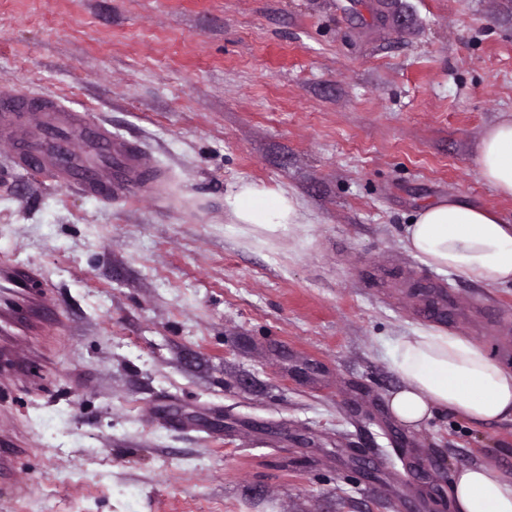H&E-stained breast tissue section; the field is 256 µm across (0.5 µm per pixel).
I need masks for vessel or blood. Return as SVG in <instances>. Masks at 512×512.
Here are the masks:
<instances>
[{
	"instance_id": "1",
	"label": "vessel or blood",
	"mask_w": 512,
	"mask_h": 512,
	"mask_svg": "<svg viewBox=\"0 0 512 512\" xmlns=\"http://www.w3.org/2000/svg\"><path fill=\"white\" fill-rule=\"evenodd\" d=\"M11 92L0 94V139L13 150L17 170L60 187L79 185L106 201L149 180L151 160L141 149L114 135L104 123L66 101L46 96L36 116L20 110ZM45 280L30 262L0 258V336H42L50 324ZM12 437L0 434V477L23 456Z\"/></svg>"
}]
</instances>
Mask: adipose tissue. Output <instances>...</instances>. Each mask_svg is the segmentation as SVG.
<instances>
[{
  "label": "adipose tissue",
  "mask_w": 512,
  "mask_h": 512,
  "mask_svg": "<svg viewBox=\"0 0 512 512\" xmlns=\"http://www.w3.org/2000/svg\"><path fill=\"white\" fill-rule=\"evenodd\" d=\"M481 178L512 197V120L488 128L476 159ZM238 224H301L306 216L295 195L242 182L228 197ZM405 247L426 266L456 271L488 286L512 284V224L493 209L449 198L423 208L405 228ZM400 380L389 410L416 428L439 413L453 412L476 426L512 422V370L466 336L417 327L387 347ZM454 512H512V480L496 468L459 469L452 484Z\"/></svg>",
  "instance_id": "ef3b65f1"
}]
</instances>
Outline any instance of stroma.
Listing matches in <instances>:
<instances>
[{"label":"stroma","mask_w":512,"mask_h":512,"mask_svg":"<svg viewBox=\"0 0 512 512\" xmlns=\"http://www.w3.org/2000/svg\"><path fill=\"white\" fill-rule=\"evenodd\" d=\"M72 102L159 172L102 202L10 165L0 255L51 284L49 365L0 391L32 452L0 512H451L512 479V423L396 421L390 341L434 326L512 365V286L439 272L404 229L512 118V0H0V91ZM247 181L308 221L237 224ZM452 294L446 319L426 285ZM453 512H512V480L487 464L459 469L452 484Z\"/></svg>","instance_id":"stroma-1"}]
</instances>
